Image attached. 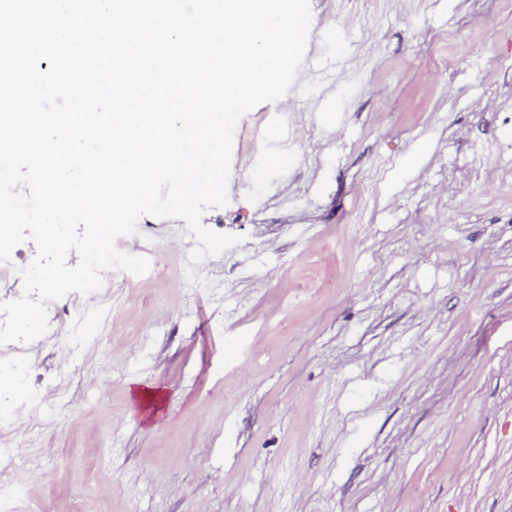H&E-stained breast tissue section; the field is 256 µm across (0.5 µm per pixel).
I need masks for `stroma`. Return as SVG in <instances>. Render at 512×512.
I'll return each mask as SVG.
<instances>
[{"label": "stroma", "mask_w": 512, "mask_h": 512, "mask_svg": "<svg viewBox=\"0 0 512 512\" xmlns=\"http://www.w3.org/2000/svg\"><path fill=\"white\" fill-rule=\"evenodd\" d=\"M310 8L296 81L236 127L205 287L185 222L145 216L100 335L28 343L8 512H512V13Z\"/></svg>", "instance_id": "35a3bbf8"}]
</instances>
